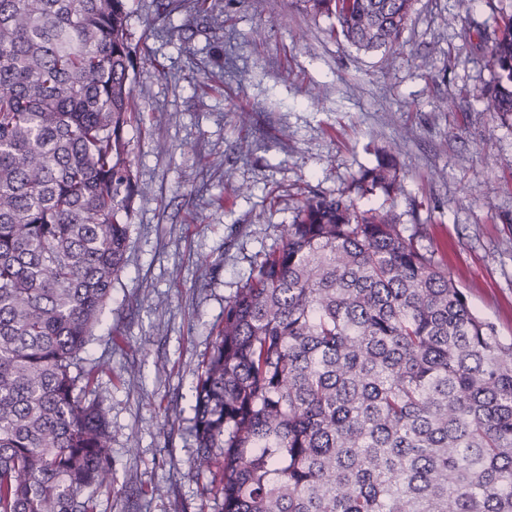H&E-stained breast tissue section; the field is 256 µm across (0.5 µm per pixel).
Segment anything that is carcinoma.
<instances>
[{"mask_svg":"<svg viewBox=\"0 0 512 512\" xmlns=\"http://www.w3.org/2000/svg\"><path fill=\"white\" fill-rule=\"evenodd\" d=\"M391 50L414 0H305ZM127 0H0V512H95L112 432L82 356L125 265ZM486 110L512 118V13ZM400 146L313 192L224 307L192 390L220 512H512V341L448 267L352 193L398 190Z\"/></svg>","mask_w":512,"mask_h":512,"instance_id":"carcinoma-1","label":"carcinoma"}]
</instances>
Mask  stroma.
Wrapping results in <instances>:
<instances>
[{"instance_id":"1","label":"stroma","mask_w":512,"mask_h":512,"mask_svg":"<svg viewBox=\"0 0 512 512\" xmlns=\"http://www.w3.org/2000/svg\"><path fill=\"white\" fill-rule=\"evenodd\" d=\"M129 0L139 112L126 264L87 356L112 431L96 512H217L192 464V389L226 303L299 202L336 194L403 138L400 190L360 200L435 248L473 312L512 337V120L473 24L491 0H415L399 45L363 53L303 0Z\"/></svg>"}]
</instances>
